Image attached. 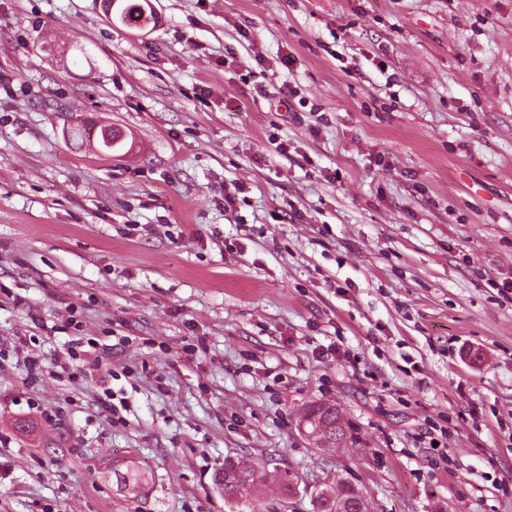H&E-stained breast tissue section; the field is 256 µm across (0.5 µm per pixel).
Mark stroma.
I'll list each match as a JSON object with an SVG mask.
<instances>
[{"label": "stroma", "instance_id": "stroma-1", "mask_svg": "<svg viewBox=\"0 0 512 512\" xmlns=\"http://www.w3.org/2000/svg\"><path fill=\"white\" fill-rule=\"evenodd\" d=\"M152 2L0 0V512H512V0ZM144 12H147V15L142 20ZM111 14L112 11L109 13L111 21L114 19L121 25L134 29L139 28L148 20H152L154 25L157 20L151 0H117L116 12L112 16ZM306 421L309 431L319 430L318 446L346 448L348 441L352 440L343 415L334 404L314 403L309 405L300 415L298 426ZM257 466L246 457H227L224 459V467L214 475V486L224 495V501L229 504L230 499L237 494L245 499L244 504L237 506L230 504L231 512H256L252 506L255 483L257 480ZM352 485L354 484L349 481L337 479L335 487L328 486L326 489L313 492L311 495L312 512H335L336 498L346 499L345 508L349 512H367L365 496L362 502L356 504L349 502L354 496Z\"/></svg>", "mask_w": 512, "mask_h": 512}]
</instances>
